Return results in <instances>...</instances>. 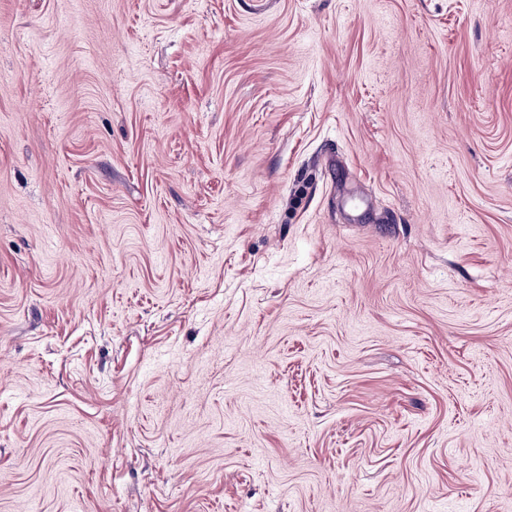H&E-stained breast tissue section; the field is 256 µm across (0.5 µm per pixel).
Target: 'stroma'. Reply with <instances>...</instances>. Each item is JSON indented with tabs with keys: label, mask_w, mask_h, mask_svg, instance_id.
Instances as JSON below:
<instances>
[{
	"label": "stroma",
	"mask_w": 512,
	"mask_h": 512,
	"mask_svg": "<svg viewBox=\"0 0 512 512\" xmlns=\"http://www.w3.org/2000/svg\"><path fill=\"white\" fill-rule=\"evenodd\" d=\"M0 512H512V0H0Z\"/></svg>",
	"instance_id": "35a3bbf8"
}]
</instances>
